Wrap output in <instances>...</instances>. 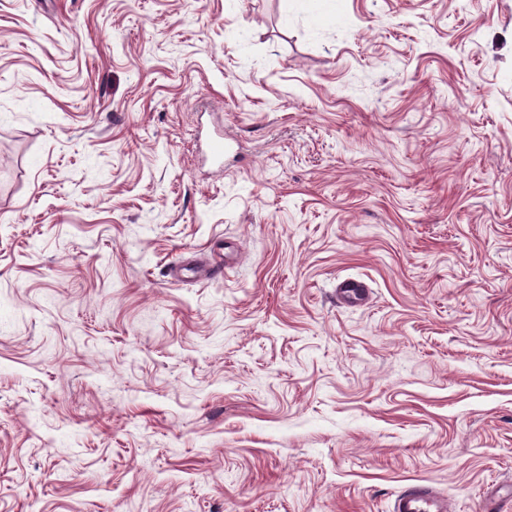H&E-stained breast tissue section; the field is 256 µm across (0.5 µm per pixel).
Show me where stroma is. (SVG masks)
<instances>
[{
	"label": "stroma",
	"instance_id": "stroma-1",
	"mask_svg": "<svg viewBox=\"0 0 512 512\" xmlns=\"http://www.w3.org/2000/svg\"><path fill=\"white\" fill-rule=\"evenodd\" d=\"M417 485L512 486V0H0V512ZM337 289L340 301L352 305L362 303L368 294L366 284L358 280L344 281Z\"/></svg>",
	"mask_w": 512,
	"mask_h": 512
}]
</instances>
